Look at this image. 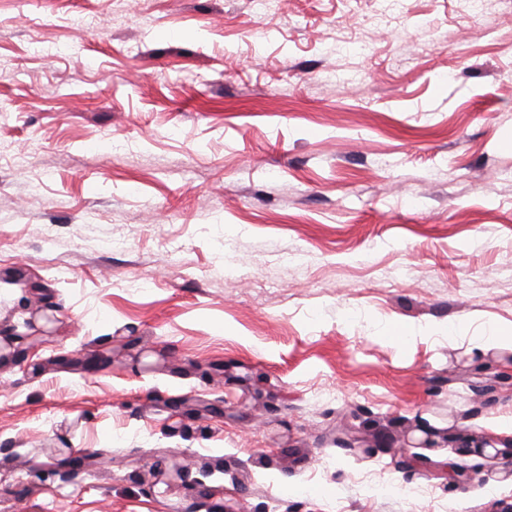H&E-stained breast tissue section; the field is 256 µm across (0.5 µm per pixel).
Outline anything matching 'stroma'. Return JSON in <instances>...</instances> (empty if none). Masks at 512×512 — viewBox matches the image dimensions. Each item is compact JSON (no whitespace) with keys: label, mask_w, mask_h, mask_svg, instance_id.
<instances>
[{"label":"stroma","mask_w":512,"mask_h":512,"mask_svg":"<svg viewBox=\"0 0 512 512\" xmlns=\"http://www.w3.org/2000/svg\"><path fill=\"white\" fill-rule=\"evenodd\" d=\"M379 11L0 0V512L512 504V6ZM443 439L448 443L455 445L457 448H485L492 447L495 450V456H507L512 465V440L507 442H498L491 440L487 437L480 436L471 431H459L455 433H448ZM499 443L503 449L495 448V444Z\"/></svg>","instance_id":"35a3bbf8"}]
</instances>
